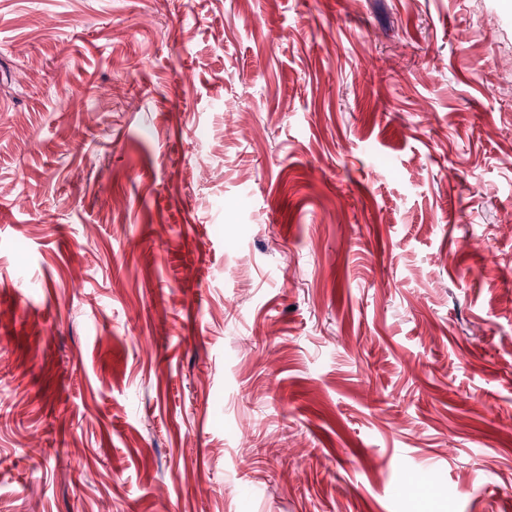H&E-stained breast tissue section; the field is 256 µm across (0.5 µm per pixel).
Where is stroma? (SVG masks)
<instances>
[{"label": "stroma", "instance_id": "stroma-1", "mask_svg": "<svg viewBox=\"0 0 512 512\" xmlns=\"http://www.w3.org/2000/svg\"><path fill=\"white\" fill-rule=\"evenodd\" d=\"M0 512H512V5L0 0Z\"/></svg>", "mask_w": 512, "mask_h": 512}]
</instances>
